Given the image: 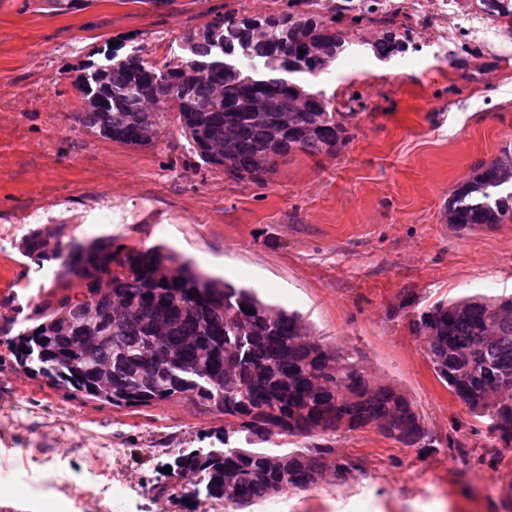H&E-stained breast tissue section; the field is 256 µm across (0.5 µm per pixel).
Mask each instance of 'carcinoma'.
<instances>
[{
    "mask_svg": "<svg viewBox=\"0 0 512 512\" xmlns=\"http://www.w3.org/2000/svg\"><path fill=\"white\" fill-rule=\"evenodd\" d=\"M346 11L336 0H299L264 15L216 13L179 36L186 55L178 62L106 47L76 80L82 107L72 118L132 147L152 145L174 118L203 164L256 182L294 152L335 156L351 139L346 113L292 76L315 79L346 51L348 32L337 27ZM358 20L384 30L374 46L379 56L401 49L394 14L382 9ZM240 57L263 62L264 72L243 73L232 63ZM447 213L461 230L511 223L512 149L476 163L449 194ZM26 251L58 262L61 292L36 303L35 325L15 335L17 322L0 320L16 365L73 397L120 409L187 399L224 417L221 446L171 452L172 471L197 475L196 494L243 506L307 489L329 470L344 479L357 470L328 447L286 454L258 447L276 438L370 426L405 448L434 445L404 395L369 379L298 313L251 288L163 248L66 241L58 228L29 238ZM193 289L198 295H189ZM409 330L426 340L440 382L487 419L491 447L511 448L512 296L436 302L413 315Z\"/></svg>",
    "mask_w": 512,
    "mask_h": 512,
    "instance_id": "1",
    "label": "carcinoma"
}]
</instances>
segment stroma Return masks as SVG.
Returning <instances> with one entry per match:
<instances>
[{
  "label": "stroma",
  "instance_id": "35a3bbf8",
  "mask_svg": "<svg viewBox=\"0 0 512 512\" xmlns=\"http://www.w3.org/2000/svg\"><path fill=\"white\" fill-rule=\"evenodd\" d=\"M410 41L380 60L378 26L311 90L351 112L342 153L278 160L264 183L193 158L177 123L145 148L89 134L74 80L112 41L161 53L218 8L286 0H0V318L24 321L57 263L24 248L38 227L81 241L166 246L205 272L298 312L422 415L438 444L405 448L375 428L316 437L353 461L237 512H512V450L436 377L408 317L440 300L512 294V223L447 221L452 189L512 145V35L483 0H381ZM131 214L116 224L112 208ZM223 417L190 401L139 409L73 398L18 370L0 345V512H214L172 493L169 450L211 448ZM461 444L448 448L447 439Z\"/></svg>",
  "mask_w": 512,
  "mask_h": 512
}]
</instances>
